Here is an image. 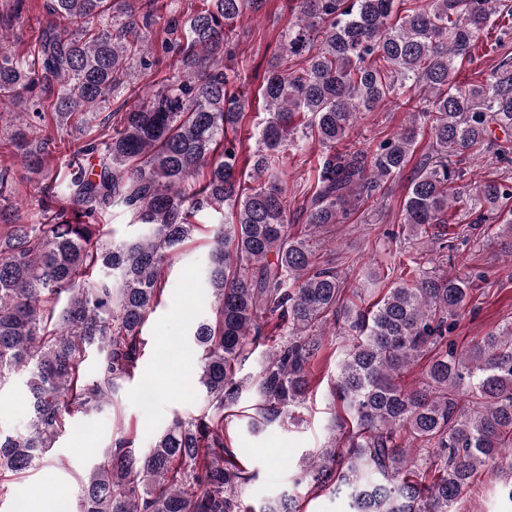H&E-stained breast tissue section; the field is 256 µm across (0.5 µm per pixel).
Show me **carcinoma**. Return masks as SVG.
Listing matches in <instances>:
<instances>
[{
	"label": "carcinoma",
	"mask_w": 512,
	"mask_h": 512,
	"mask_svg": "<svg viewBox=\"0 0 512 512\" xmlns=\"http://www.w3.org/2000/svg\"><path fill=\"white\" fill-rule=\"evenodd\" d=\"M261 4L200 0L183 13L158 0H50L51 20L22 50L0 20V106L16 108L18 123L0 139V385L26 374L30 401L24 432L0 430V474L36 466L66 417L101 410L134 376L164 269L197 230L191 218L209 211L219 215L207 271L213 316L191 324L193 383L207 412L174 417L144 453L131 434L115 438L81 480L79 512H304L305 494L324 490L344 495L349 512H455L487 461L512 476V324L458 350L450 335L471 288L448 274L421 272L365 307L345 303L337 272L314 267L311 235L342 223L407 167L422 123L436 159L410 180L405 229L418 236L438 226L462 237L450 213L461 202V172L448 157L469 151L512 163V65L468 88L456 76L480 33L512 18V4L295 0L296 20L281 35L285 57L261 87L268 117L252 152L233 134L245 99L231 89L225 61L234 56L230 35ZM157 31L179 47L176 72L153 83L146 102L112 108L132 71L151 68ZM293 57L301 65L288 66ZM417 93L424 105L409 126L373 154L337 149L358 113ZM51 122L69 138L55 136ZM300 126L324 149L302 204L304 237L289 232L279 171ZM7 157L40 184L32 222L13 205ZM477 201L479 222L512 235L511 177L480 184ZM114 208L145 234L108 238L98 219ZM339 322L354 335L331 395L351 429L341 444L302 457L294 486L306 493L284 491L257 510L243 505L255 475L224 435V412L248 393L250 433L296 419L324 331ZM260 348L259 371L242 374ZM89 349L97 355L91 377L82 370ZM424 355V380L403 386Z\"/></svg>",
	"instance_id": "carcinoma-1"
}]
</instances>
